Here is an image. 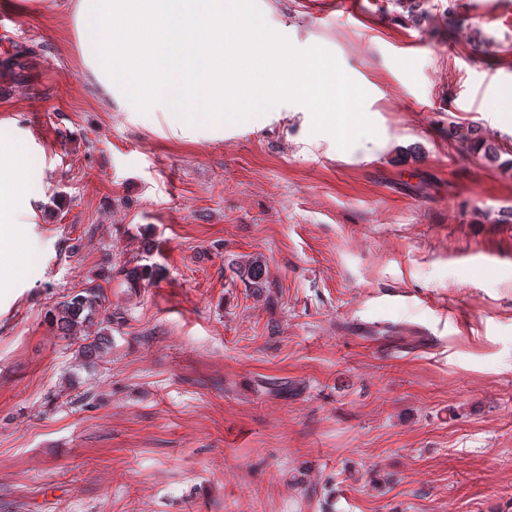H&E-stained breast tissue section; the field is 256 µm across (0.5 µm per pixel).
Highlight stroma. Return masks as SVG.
Listing matches in <instances>:
<instances>
[{
  "label": "stroma",
  "instance_id": "1",
  "mask_svg": "<svg viewBox=\"0 0 512 512\" xmlns=\"http://www.w3.org/2000/svg\"><path fill=\"white\" fill-rule=\"evenodd\" d=\"M246 0L373 96L375 159L184 137L87 83L69 0L0 7V128L44 159L38 265L0 297V512H512V0ZM258 256L266 286L235 263ZM160 267L132 288L119 271ZM98 288L104 353L49 321ZM454 138L466 147L469 153L487 165L503 166L508 163L499 162L500 148L487 142L473 127L457 126L451 132Z\"/></svg>",
  "mask_w": 512,
  "mask_h": 512
}]
</instances>
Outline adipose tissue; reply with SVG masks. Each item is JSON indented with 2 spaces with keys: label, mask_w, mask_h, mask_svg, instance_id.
Returning a JSON list of instances; mask_svg holds the SVG:
<instances>
[{
  "label": "adipose tissue",
  "mask_w": 512,
  "mask_h": 512,
  "mask_svg": "<svg viewBox=\"0 0 512 512\" xmlns=\"http://www.w3.org/2000/svg\"><path fill=\"white\" fill-rule=\"evenodd\" d=\"M79 59L93 86L127 112H164L172 130L199 133L264 125L285 101L300 100L303 124L342 115L374 150L389 137L363 91L348 78L305 82L296 60L264 35L243 0H73ZM0 238L30 212L26 185L42 162L24 140L0 130Z\"/></svg>",
  "instance_id": "1"
}]
</instances>
